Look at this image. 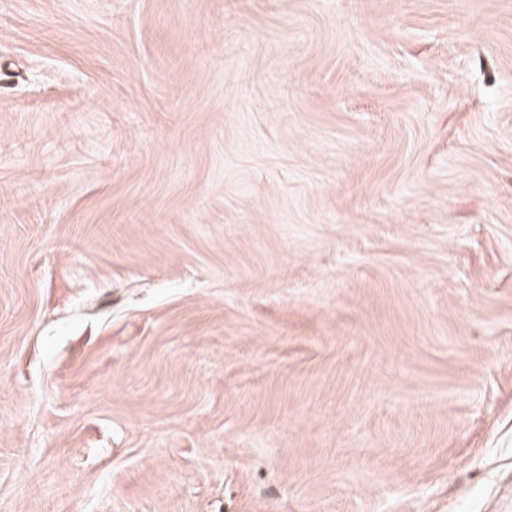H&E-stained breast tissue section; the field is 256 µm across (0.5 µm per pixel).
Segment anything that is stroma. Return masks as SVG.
I'll list each match as a JSON object with an SVG mask.
<instances>
[{
    "label": "stroma",
    "instance_id": "stroma-1",
    "mask_svg": "<svg viewBox=\"0 0 512 512\" xmlns=\"http://www.w3.org/2000/svg\"><path fill=\"white\" fill-rule=\"evenodd\" d=\"M0 512H512V0H0Z\"/></svg>",
    "mask_w": 512,
    "mask_h": 512
}]
</instances>
